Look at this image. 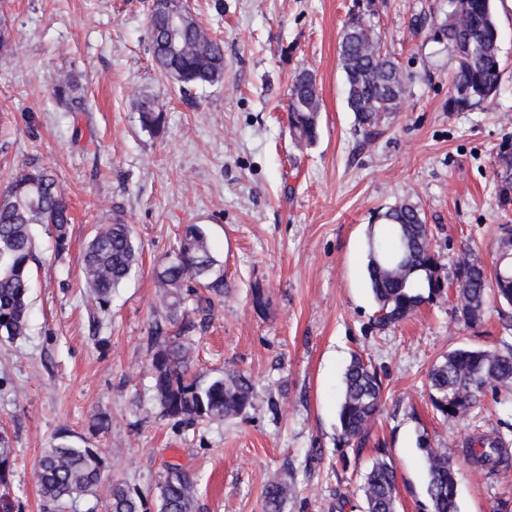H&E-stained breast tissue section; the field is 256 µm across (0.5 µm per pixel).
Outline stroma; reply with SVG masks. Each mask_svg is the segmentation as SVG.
Listing matches in <instances>:
<instances>
[{
	"mask_svg": "<svg viewBox=\"0 0 512 512\" xmlns=\"http://www.w3.org/2000/svg\"><path fill=\"white\" fill-rule=\"evenodd\" d=\"M150 4L0 0L18 46L0 55V182L40 156L73 218L61 255L34 225L40 264L29 330L0 339V428L16 454L10 512H47L35 464L63 436L103 449L107 477L144 494L166 464L179 463L198 480V512H264L274 475L293 489L284 512H364L359 486L378 458L396 471L398 512H430L418 436L456 457L475 428L512 441V405L487 398L474 419L444 420L426 374L455 349L512 342V330L493 307L464 325L451 294L376 328L367 230L406 200L419 207L445 274L466 248L492 264L499 227L512 224V199L497 177L500 155H512V0H492L500 90L469 112L448 109L451 49L412 30L417 16L443 18L448 0H192L224 42V78L187 97L152 58ZM358 12L406 81L398 112L369 138L347 106L339 64L343 27ZM302 70L315 77L320 100L311 146L288 127L289 89ZM64 73L78 80L85 111L54 99L52 80ZM144 98L163 107L154 134L139 120ZM116 219L132 226L141 258L102 311L80 259L97 226ZM188 224L206 227L224 265L223 301L191 314L198 370L207 379L244 374L260 394L241 415L211 424L143 411L153 396L146 364L157 273ZM355 353L384 389L357 452L340 443L337 419ZM100 413L111 425L96 432ZM457 492L460 512H512V468H463Z\"/></svg>",
	"mask_w": 512,
	"mask_h": 512,
	"instance_id": "obj_1",
	"label": "stroma"
}]
</instances>
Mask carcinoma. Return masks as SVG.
<instances>
[{"mask_svg": "<svg viewBox=\"0 0 512 512\" xmlns=\"http://www.w3.org/2000/svg\"><path fill=\"white\" fill-rule=\"evenodd\" d=\"M169 9L166 0L153 5L148 31L152 56L162 60L166 73L188 96L203 84L224 78V46L210 37L198 22L187 23L175 45L160 25ZM412 29L428 30L434 40L448 41L456 59L448 109L468 112L494 97L500 86L498 30L491 0H448L442 22L422 16ZM346 76L347 103L355 112L360 131L370 136L388 116L398 111L406 87L399 65L382 52V38L360 15L346 23L339 53ZM56 100L70 112L85 110L86 102L76 78L56 77ZM319 108L315 80L299 72L290 86L288 125L301 143L319 137ZM142 128H160L159 105H138ZM502 192H512V156L500 161ZM392 226L397 245L370 226L367 273L377 304L376 327L401 323L423 304L443 297L448 278L441 276L438 257L431 248L427 225L417 206L402 202L379 215ZM43 224L54 237L59 254L68 249L71 217L65 192L55 172L35 155L24 162L0 189V336L10 340L27 334L29 292L37 243L31 225ZM140 246L130 225L117 219L102 224L88 242L82 258V277L99 309L109 304L112 291L125 281L138 262ZM160 290L154 306L155 319L148 333V369L153 379L154 407L178 423L222 422L243 413L258 397L254 384L243 374L228 372L206 384L196 374V355L187 341L192 327L189 302L212 306L224 298V270L216 267L206 229L189 224L178 235L169 259L158 276ZM455 314L474 325L483 319L490 299L500 305L501 317L512 320V225H500L493 275L469 251L455 263ZM432 406L446 421H466L487 393L495 402L512 399V343L495 349L459 348L443 356L427 373ZM382 385L377 372L355 356L343 375L338 407L340 441L350 448L363 447L380 412ZM429 480L427 495L431 512H459L458 475L463 464L488 473L512 465L501 436L474 434L467 440L462 459L436 448L425 434L419 435ZM15 449L0 432V487L9 488L15 468ZM106 458L98 448L80 447L61 439L45 449L37 463L36 477L43 496L63 512L67 505L92 495L104 502L105 512H150L149 499L133 494L123 484L105 476ZM157 512H196L197 481L179 464L170 463L155 486ZM360 491L366 512H396L397 477L385 459L376 460L365 475ZM290 487L275 478L265 486L267 512H281Z\"/></svg>", "mask_w": 512, "mask_h": 512, "instance_id": "obj_1", "label": "carcinoma"}]
</instances>
